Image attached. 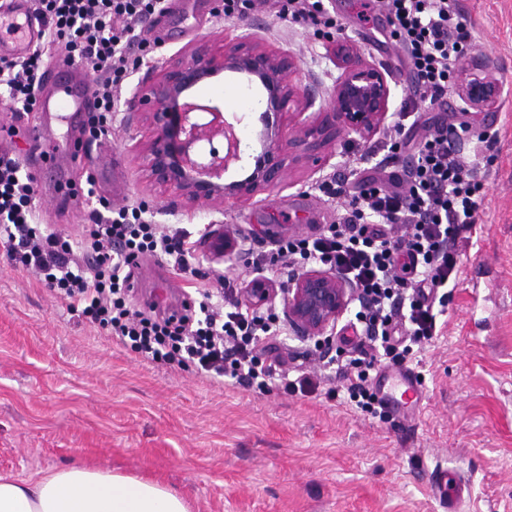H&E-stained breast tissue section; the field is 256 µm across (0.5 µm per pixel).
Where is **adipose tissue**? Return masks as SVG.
I'll use <instances>...</instances> for the list:
<instances>
[{
  "instance_id": "adipose-tissue-1",
  "label": "adipose tissue",
  "mask_w": 512,
  "mask_h": 512,
  "mask_svg": "<svg viewBox=\"0 0 512 512\" xmlns=\"http://www.w3.org/2000/svg\"><path fill=\"white\" fill-rule=\"evenodd\" d=\"M0 512H191L149 478L81 465L26 480L0 475Z\"/></svg>"
}]
</instances>
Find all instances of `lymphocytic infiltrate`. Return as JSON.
Listing matches in <instances>:
<instances>
[{
  "instance_id": "lymphocytic-infiltrate-1",
  "label": "lymphocytic infiltrate",
  "mask_w": 512,
  "mask_h": 512,
  "mask_svg": "<svg viewBox=\"0 0 512 512\" xmlns=\"http://www.w3.org/2000/svg\"><path fill=\"white\" fill-rule=\"evenodd\" d=\"M264 3L278 18L311 26L319 38H332L338 25L323 0ZM377 3L389 21L387 39L400 49L411 77L413 97L401 106L402 117L417 104L443 102L471 45L458 0ZM163 10L164 0H33V12L43 25L42 41L25 58L0 59V96L16 110L33 111L43 58L87 66L94 75L95 100L87 135L92 141L103 138L112 128L114 90L150 61L156 49L140 27ZM469 129L468 121L439 119L414 144L401 118L378 149L391 163L413 148L410 165L361 178L348 191L336 181L323 182L320 190L327 197L350 195L336 223L316 236L282 238L271 253L246 246L238 251L245 267L254 271L282 277L316 265L358 289L355 320L368 346L337 365L353 369L349 397L371 416L386 414L371 383L372 371L381 359L401 358L412 346L432 340L438 292L458 272L453 244L478 221L483 202L478 164L456 145ZM95 203L107 218L85 225L79 237L42 233L36 225L32 176L22 173L14 159L0 158V246L125 347L155 364H190L261 391L275 380L303 392L313 388L305 372L289 374L283 359L267 357L262 342L278 331V317L241 306L234 299V285H225L216 300L186 307L181 315L152 318L135 310L129 301L132 261L145 254L164 256L178 273H190L188 236L151 223L145 203L116 209L103 196ZM397 224L405 226L403 236L392 235Z\"/></svg>"
}]
</instances>
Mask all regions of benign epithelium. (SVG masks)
I'll list each match as a JSON object with an SVG mask.
<instances>
[{
  "instance_id": "7a95c632",
  "label": "benign epithelium",
  "mask_w": 512,
  "mask_h": 512,
  "mask_svg": "<svg viewBox=\"0 0 512 512\" xmlns=\"http://www.w3.org/2000/svg\"><path fill=\"white\" fill-rule=\"evenodd\" d=\"M336 67L332 111L322 113L316 124L298 118L312 105L290 83L295 61L261 44L251 32L218 49L203 46L192 50L189 59L163 69L141 82L135 100L148 106L146 120L151 137L144 153L150 178L160 187H174L192 202L247 200L260 191L281 186L288 173L307 161H319L315 152L331 144L336 133L347 131L362 137L372 135L389 110L390 86L387 72L360 59L351 43L336 45ZM223 71L245 74L265 91L267 121L260 134L261 151L254 163L244 168L245 176L231 182L213 180L210 173L226 169L227 157L243 162L237 136L224 121L220 108L205 104L188 111L180 100L207 78ZM502 93L489 77L473 73L458 95L468 107L482 110L493 106ZM299 127L300 136H285V121ZM208 247L216 257L235 251L236 236L223 227L208 236ZM250 306L261 307L281 298L283 314L298 335L318 337L333 333L336 322L358 297L350 283L332 271L304 268L286 286L262 276L243 289Z\"/></svg>"
}]
</instances>
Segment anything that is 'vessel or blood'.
I'll use <instances>...</instances> for the list:
<instances>
[{
  "instance_id": "b4317fda",
  "label": "vessel or blood",
  "mask_w": 512,
  "mask_h": 512,
  "mask_svg": "<svg viewBox=\"0 0 512 512\" xmlns=\"http://www.w3.org/2000/svg\"><path fill=\"white\" fill-rule=\"evenodd\" d=\"M29 6L30 0H11L9 10L0 14V29L16 20L22 23L20 34L0 38L1 58L25 56L38 40L42 24ZM36 109L44 113H62L69 119L88 117L93 110L88 76L68 65L45 71L39 83ZM22 133L30 142L36 179H45L47 171L57 163L64 161L73 165L79 160L77 147L53 141L48 132L26 126ZM377 385L390 412L409 416L420 403L421 391L409 370L384 369L377 378ZM432 480L439 494L447 498L448 512H460L464 501L461 481L449 476L447 469L439 464L433 469Z\"/></svg>"
}]
</instances>
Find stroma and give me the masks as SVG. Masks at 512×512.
I'll use <instances>...</instances> for the list:
<instances>
[{
    "instance_id": "stroma-1",
    "label": "stroma",
    "mask_w": 512,
    "mask_h": 512,
    "mask_svg": "<svg viewBox=\"0 0 512 512\" xmlns=\"http://www.w3.org/2000/svg\"><path fill=\"white\" fill-rule=\"evenodd\" d=\"M167 2L169 39L118 88L109 136L82 143L84 160L70 177L81 182L87 172L102 173L97 187L113 206L143 201L153 223L189 230L199 274L186 278L165 268L163 287L171 300L196 302L218 279L246 285L242 261L213 259L201 228L224 225L259 251L276 245L263 232L268 224L283 237L320 233L341 209L320 184L351 177L382 155L374 138L342 132L332 145L335 158L317 174H296L293 186L245 201L193 203L147 176L150 131L134 101L139 83L246 26L264 46L296 60L290 82L315 98L308 120L334 100L337 69L328 54L337 40L352 42L363 61L390 73L385 125L411 90L398 49L375 50L364 41L374 21L362 0H325L340 24L331 41L261 5L228 23L215 14L218 0ZM460 8L472 34L461 74L486 68L503 92L487 110H465L454 88L446 98L449 111H467L473 125L464 151L494 160L483 174L481 219L456 242L459 272L436 334L403 362L423 387L412 419L360 412L348 399V377L329 368L313 339L287 326L272 342L289 366L319 380L314 391L273 385L261 392L191 367L149 363L70 309L31 270L8 261L0 247V474L25 479L74 464L113 469L159 481L192 512H444L430 475L439 463L466 482L465 512H512V0H460ZM195 94L226 116L242 117V142H255L262 129L258 83L223 72ZM483 132L495 134L491 146L478 143ZM36 193L41 227L75 237L92 223L91 207L58 204L44 186Z\"/></svg>"
}]
</instances>
